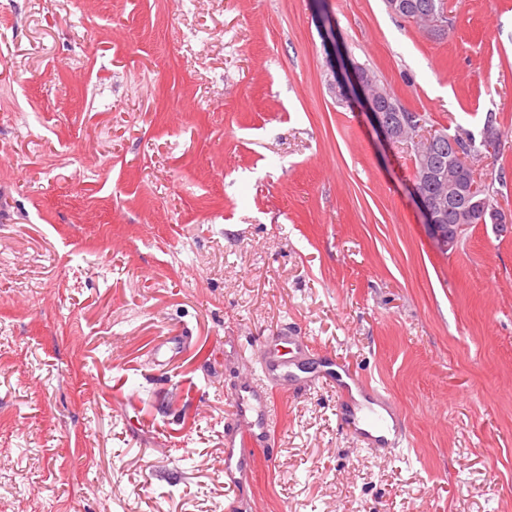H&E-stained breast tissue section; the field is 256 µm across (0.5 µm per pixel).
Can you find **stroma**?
I'll return each mask as SVG.
<instances>
[{"label": "stroma", "instance_id": "35a3bbf8", "mask_svg": "<svg viewBox=\"0 0 512 512\" xmlns=\"http://www.w3.org/2000/svg\"><path fill=\"white\" fill-rule=\"evenodd\" d=\"M0 0V512H512V234L433 245L339 76L373 71L512 219V0ZM387 387L378 454L326 379L224 478L230 392L282 335ZM416 6L413 9H408L407 15H400L407 19H412L416 23L426 24L439 22L440 25H435L434 30L438 32L444 31L447 26V7L445 0H411ZM446 23V24H444Z\"/></svg>", "mask_w": 512, "mask_h": 512}]
</instances>
